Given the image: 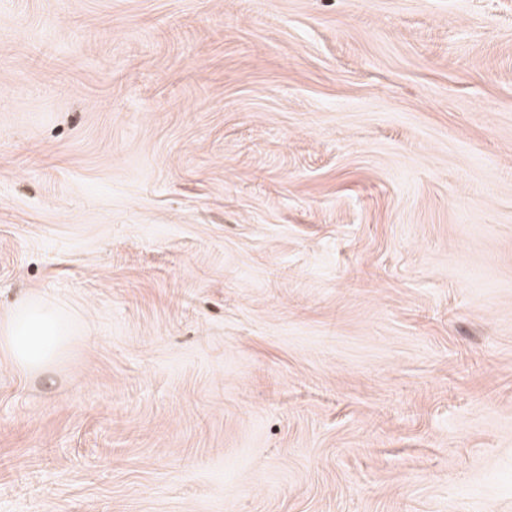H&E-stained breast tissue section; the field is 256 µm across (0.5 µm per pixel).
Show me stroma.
<instances>
[{"instance_id": "1", "label": "stroma", "mask_w": 512, "mask_h": 512, "mask_svg": "<svg viewBox=\"0 0 512 512\" xmlns=\"http://www.w3.org/2000/svg\"><path fill=\"white\" fill-rule=\"evenodd\" d=\"M0 512H512V0H0ZM46 307L23 298L16 312L0 325V350L20 370H42L67 347L64 322Z\"/></svg>"}]
</instances>
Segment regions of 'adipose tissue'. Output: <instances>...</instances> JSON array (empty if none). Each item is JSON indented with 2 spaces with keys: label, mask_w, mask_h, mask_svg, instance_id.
<instances>
[{
  "label": "adipose tissue",
  "mask_w": 512,
  "mask_h": 512,
  "mask_svg": "<svg viewBox=\"0 0 512 512\" xmlns=\"http://www.w3.org/2000/svg\"><path fill=\"white\" fill-rule=\"evenodd\" d=\"M66 346L67 330L62 319L38 302L21 299L10 319L0 323V350L20 370L48 367Z\"/></svg>",
  "instance_id": "1"
}]
</instances>
